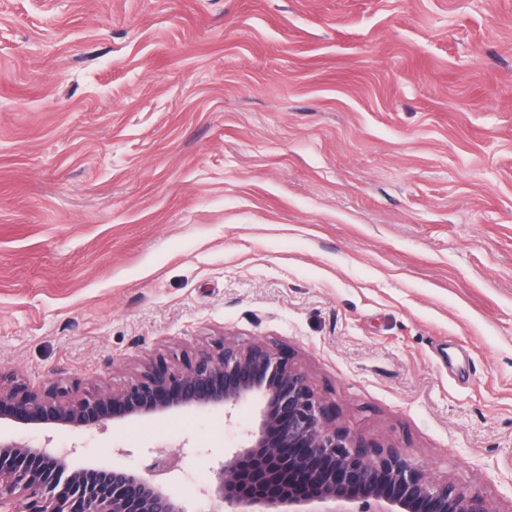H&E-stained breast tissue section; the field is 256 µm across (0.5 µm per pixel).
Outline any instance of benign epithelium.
Instances as JSON below:
<instances>
[{
	"label": "benign epithelium",
	"mask_w": 512,
	"mask_h": 512,
	"mask_svg": "<svg viewBox=\"0 0 512 512\" xmlns=\"http://www.w3.org/2000/svg\"><path fill=\"white\" fill-rule=\"evenodd\" d=\"M261 405L258 426L224 450L200 493L211 512H496L480 494L428 478L408 454L337 425L338 410L274 348L222 340L184 367L145 370L107 396L68 388L21 391L0 383V421L79 430L108 419L178 409ZM76 448L0 439V512H192L170 485L182 457L151 447L140 469L76 466Z\"/></svg>",
	"instance_id": "7a95c632"
}]
</instances>
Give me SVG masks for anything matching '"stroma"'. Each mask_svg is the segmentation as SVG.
<instances>
[{"label":"stroma","instance_id":"obj_1","mask_svg":"<svg viewBox=\"0 0 512 512\" xmlns=\"http://www.w3.org/2000/svg\"><path fill=\"white\" fill-rule=\"evenodd\" d=\"M220 338L512 512V0H0V380L108 393ZM260 410L0 436L166 447L209 512Z\"/></svg>","mask_w":512,"mask_h":512}]
</instances>
